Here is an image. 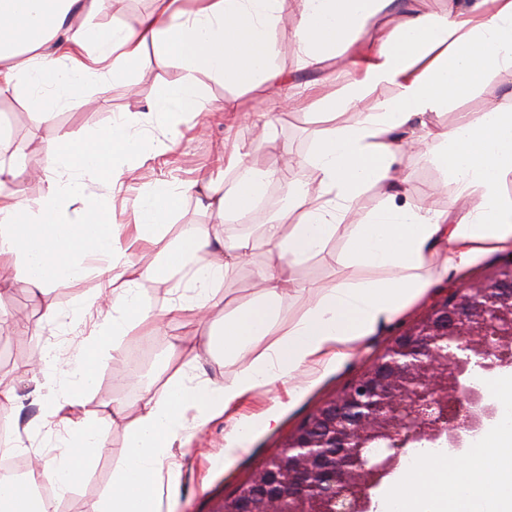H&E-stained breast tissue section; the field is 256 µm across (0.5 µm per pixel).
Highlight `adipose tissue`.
<instances>
[{
	"instance_id": "ef3b65f1",
	"label": "adipose tissue",
	"mask_w": 512,
	"mask_h": 512,
	"mask_svg": "<svg viewBox=\"0 0 512 512\" xmlns=\"http://www.w3.org/2000/svg\"><path fill=\"white\" fill-rule=\"evenodd\" d=\"M123 2L0 0V95L28 87L30 112L47 118L52 106L43 87H55L68 99L80 97L89 75L127 77L150 43L184 71L154 103L156 111L178 122L208 109L197 73L249 89L285 80L272 64L280 0H155L138 27L103 31L91 25L102 8L121 13ZM394 4L404 7V22L359 43L368 21ZM80 12L86 22L70 23ZM287 37L312 66L347 56L349 82L342 93L315 102L326 119L378 86L393 85L399 92L379 100L355 124L333 127L315 139L307 162L317 170L318 183L299 199L298 219L264 224L270 261L256 272L260 298L226 315L206 336L209 349L228 360L247 359V367L224 382L184 373L162 394H145L112 484L90 512H162L159 477L169 448L183 440L186 409H195L203 424L223 418L224 454L233 456L254 425L239 411L252 393L282 383L289 398L300 396L303 388L293 382L297 374L341 365L434 281L487 253L512 250V197L502 192L512 178V113L496 108L471 113L451 128L433 121L437 111L468 95L489 73L512 78V0H459L438 15L425 13L420 0H298ZM428 139L438 144L434 158L448 176L452 207L431 210L411 198L400 206L388 199L364 222L342 225V214L355 199L368 186L393 184L400 155ZM166 148L165 141L147 142L127 124L116 123L91 140L48 150L47 170L76 169L80 176L48 181L34 220L18 199L14 167L0 157V288L12 285L5 269L15 257L34 293L84 276L82 251L106 260L100 274L113 288L112 315L76 361L72 404H81L97 378L101 340L120 338L146 321L160 333L165 321L189 311L205 322L216 283L249 248L248 241L231 239L224 243L223 259L199 264L200 254L213 246L211 237L189 225L167 241L165 223L183 194L168 186L153 188L133 204L132 240L155 249L162 262L130 276L120 230L108 221L100 197L86 193L84 182L103 179L117 186L127 160ZM277 175L274 169L247 170L222 195L207 197V206L220 217L252 212ZM75 208L76 223L68 218ZM341 227L346 230L342 265L376 268L382 277H348L323 288L296 321L279 327L275 305L286 269L322 253ZM180 274L187 276L192 297L172 299L163 316H156L143 303L146 282L163 284ZM264 339L268 347L256 351ZM66 428L69 465L31 469L22 484L1 481L0 512H53V503L31 499L28 486L44 477L64 493L83 476L100 447L96 429L82 417L68 419ZM385 501L398 504L401 512H512V426L487 429L460 456H415L388 486Z\"/></svg>"
}]
</instances>
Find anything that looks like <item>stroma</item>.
I'll use <instances>...</instances> for the list:
<instances>
[{
	"instance_id": "obj_1",
	"label": "stroma",
	"mask_w": 512,
	"mask_h": 512,
	"mask_svg": "<svg viewBox=\"0 0 512 512\" xmlns=\"http://www.w3.org/2000/svg\"><path fill=\"white\" fill-rule=\"evenodd\" d=\"M296 13V0H281L280 21L275 30L281 46L274 65L287 75V83L269 89H243L208 74H198V86L211 103V111L181 126L178 138L166 154L137 161L122 187L110 189L87 181V192L104 196L112 223L124 231L133 225L132 201L145 188L175 187L207 176L213 180V192L221 193L232 187L245 169L279 165L280 150L284 147L292 152L296 162L289 167L287 175L280 177L277 183L280 191L293 192L309 184L316 171L306 164L305 158L314 140L329 127L328 122L310 114L309 105L318 95L341 92L347 78L342 59H335L325 69L316 71L306 66L293 47L285 44L284 38ZM182 75L179 62L150 44L128 79L90 78L83 97L55 106L48 120L39 121L30 115L27 90L0 97V145L15 148L12 161L23 202L33 203L44 192L43 184L28 186L27 178L32 169L44 168L48 149L85 141L116 122L127 123L149 138L164 137L170 120L155 112L153 103L163 86L178 82ZM285 97L293 99V108H278V101ZM227 103L254 117H269L267 140H260L249 125L216 115V108ZM490 107L512 111L511 78L489 74L467 98L450 103L435 121L449 128L459 124L464 113L481 112ZM398 170L421 205L435 210L447 209L448 194L442 188L446 174L427 150L404 153ZM275 216L272 210H256L248 223H234L203 208L197 193L193 192L184 197L165 231L168 238L174 239L184 225L194 224L212 236L254 239L259 235V224ZM343 246V238H336L323 254L295 266L293 278L308 285L328 286L348 275L372 276L369 268L348 270L343 267ZM511 257L505 252H492L465 270L434 282L409 308L365 338L360 353L323 375L317 383H310L308 375H301L298 382L306 391L297 399H289L280 386L252 397L245 406L247 413L258 415L274 405L278 408L279 423L269 430L254 425L242 451L232 458L224 456L223 420L197 428L193 425L195 410H187L188 437L183 447L172 448L165 460L167 466L179 471L178 493L174 498L163 499V512H212L216 502L234 495L263 462L281 449L287 435L354 383L396 336L455 289L484 280ZM85 261L91 268L90 273L71 285L36 295L19 281L11 290L0 294V313L6 315L5 321L0 323V389H14L25 400L20 408L0 406V422H7L12 431H25L30 449L27 459L32 464L41 461L62 466L66 463L61 447L65 434L63 416L48 417L44 406L28 403L26 397L45 373L44 366L37 362L41 352L58 351L66 358L75 356L100 328L102 318L97 308L88 304L89 298L103 288L102 279L95 272L100 261L93 255L86 256ZM266 261L263 248H255L235 267L229 281L218 283L217 295L209 309L211 323H221L225 314L257 300L255 272ZM50 309L56 310V318L47 317ZM206 333V328L198 327L188 315L167 324L161 337L154 335L149 324L133 327L123 339L120 353H113L111 346H104L97 382L77 409L78 415L96 425L101 449L86 476L69 492L56 498V512H88L90 505L107 492L112 473L125 452L129 426L138 416L145 392L161 393L170 378L185 371L200 380L217 381L230 380L240 374L244 362L224 360L222 355L201 344L174 352L166 341L170 335L199 337ZM116 405L121 406V415L113 414L112 408ZM220 457L225 460L221 466L216 463Z\"/></svg>"
}]
</instances>
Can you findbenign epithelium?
<instances>
[{"label": "benign epithelium", "instance_id": "1", "mask_svg": "<svg viewBox=\"0 0 512 512\" xmlns=\"http://www.w3.org/2000/svg\"><path fill=\"white\" fill-rule=\"evenodd\" d=\"M475 366L512 372V262L396 337L221 512H371L402 449L425 440L459 452L493 423L496 403L472 384Z\"/></svg>", "mask_w": 512, "mask_h": 512}]
</instances>
